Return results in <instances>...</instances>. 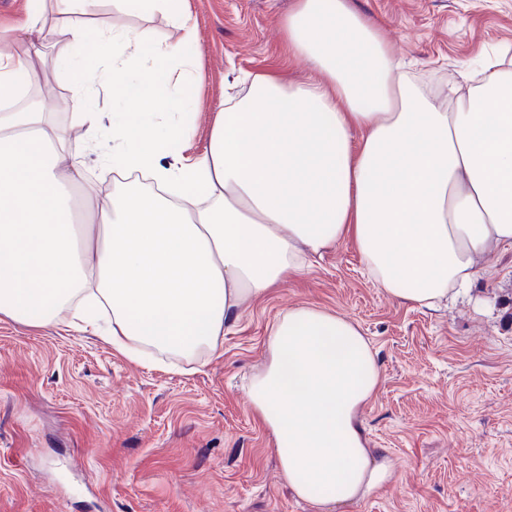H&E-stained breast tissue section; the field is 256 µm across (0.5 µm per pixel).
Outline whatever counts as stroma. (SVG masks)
I'll list each match as a JSON object with an SVG mask.
<instances>
[{
    "mask_svg": "<svg viewBox=\"0 0 512 512\" xmlns=\"http://www.w3.org/2000/svg\"><path fill=\"white\" fill-rule=\"evenodd\" d=\"M349 2L442 108L437 91L459 70L512 47V0ZM293 3L189 0L201 103L192 152L208 143L213 106L247 94L245 76H308L280 48ZM95 22L179 38L131 6L105 5ZM302 303L357 324L381 371L362 423L394 476L333 512H512V248L480 262L468 297L430 310L388 295L350 243L244 306L202 363L140 364L100 334L0 315V512H316L283 480L246 393L271 321Z\"/></svg>",
    "mask_w": 512,
    "mask_h": 512,
    "instance_id": "1",
    "label": "stroma"
}]
</instances>
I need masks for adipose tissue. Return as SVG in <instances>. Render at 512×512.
Instances as JSON below:
<instances>
[{"label":"adipose tissue","mask_w":512,"mask_h":512,"mask_svg":"<svg viewBox=\"0 0 512 512\" xmlns=\"http://www.w3.org/2000/svg\"><path fill=\"white\" fill-rule=\"evenodd\" d=\"M103 2L48 0V14L0 28L12 45L0 54V315L95 331L106 314L109 342L133 361L149 349L209 355L244 305L344 240L390 296L428 308L512 246V71L500 60L443 88L458 102L448 112L346 0H294L285 51L312 77L252 78L247 96L215 106L206 149L188 157L199 71L181 51L196 40L187 0H139L180 33L150 50L148 32L90 30ZM149 51L166 80L145 66ZM51 72L70 78L72 126L46 110ZM73 128L98 164L148 173L156 190L100 193L67 151ZM266 348L247 393L288 486L322 510L371 495L394 466L374 459L360 420L380 382L369 340L331 310L296 305Z\"/></svg>","instance_id":"obj_1"}]
</instances>
